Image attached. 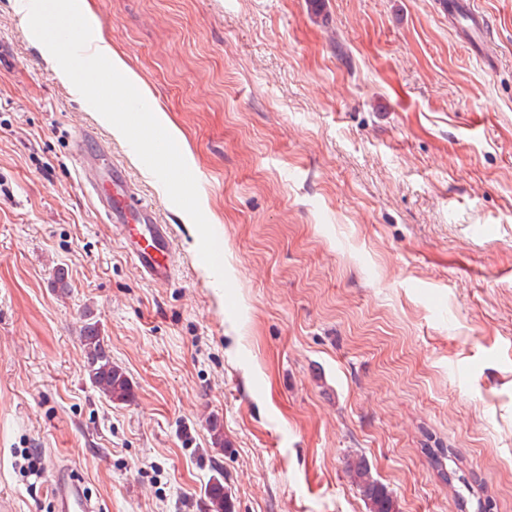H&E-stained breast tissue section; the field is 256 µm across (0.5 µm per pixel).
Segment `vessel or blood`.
<instances>
[{
	"instance_id": "1",
	"label": "vessel or blood",
	"mask_w": 512,
	"mask_h": 512,
	"mask_svg": "<svg viewBox=\"0 0 512 512\" xmlns=\"http://www.w3.org/2000/svg\"><path fill=\"white\" fill-rule=\"evenodd\" d=\"M459 8L467 20L461 40L468 43L481 33L485 16L475 0H461ZM72 152L84 188L96 197L107 222L144 277L153 283L171 281L175 271L170 226L159 223L153 207L135 193L126 170L113 163L111 151L92 129L76 132ZM49 493L55 512H101L99 503L70 468L57 471Z\"/></svg>"
}]
</instances>
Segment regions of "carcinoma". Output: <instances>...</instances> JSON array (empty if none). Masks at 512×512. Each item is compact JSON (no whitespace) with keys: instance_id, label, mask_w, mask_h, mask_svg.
Here are the masks:
<instances>
[{"instance_id":"carcinoma-1","label":"carcinoma","mask_w":512,"mask_h":512,"mask_svg":"<svg viewBox=\"0 0 512 512\" xmlns=\"http://www.w3.org/2000/svg\"><path fill=\"white\" fill-rule=\"evenodd\" d=\"M84 354V370L91 384L114 404H127L134 398L133 385L126 372L112 364V356L105 338L95 323L88 324L80 336ZM346 471L368 503L370 512H398V506L387 488L373 478L362 458L346 462ZM208 512H234L231 497L224 489L223 480L212 478L204 489Z\"/></svg>"}]
</instances>
